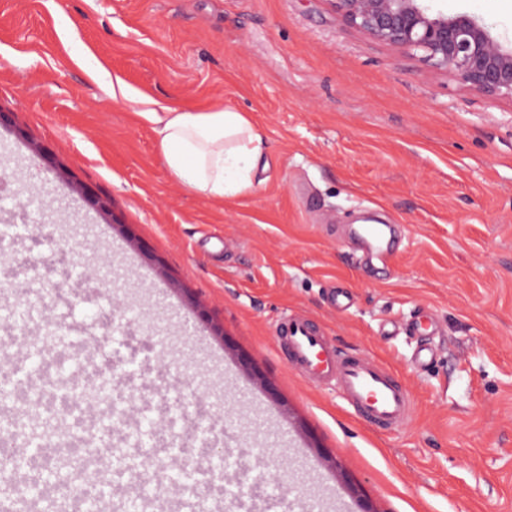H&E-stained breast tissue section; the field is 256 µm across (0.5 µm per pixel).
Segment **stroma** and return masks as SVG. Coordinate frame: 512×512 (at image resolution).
<instances>
[{
	"instance_id": "1",
	"label": "stroma",
	"mask_w": 512,
	"mask_h": 512,
	"mask_svg": "<svg viewBox=\"0 0 512 512\" xmlns=\"http://www.w3.org/2000/svg\"><path fill=\"white\" fill-rule=\"evenodd\" d=\"M512 44V0H435ZM97 62L127 97L109 98ZM181 111L250 115L270 162L253 191L216 203L189 193L163 165L141 99ZM0 210L41 202L0 271L10 301L31 277L43 304H61L71 338L103 335L111 298L129 302L124 335L97 357L132 373L124 399L144 407L137 374L157 389L196 391L239 434L276 459L281 438L249 413L224 374L212 326L275 376L277 404L310 460L328 456L336 488L356 481L378 512H512V98L476 91L345 22L332 0H0ZM39 145L40 176L20 167ZM106 198L101 213L86 195ZM376 209L401 244L370 266L344 226ZM110 262L79 294L63 288L80 264ZM161 284L144 298L128 265ZM354 304L333 310L332 287ZM303 312L336 345L382 360L409 384L411 423L376 432L335 390L304 382L276 354L272 325ZM430 314L436 365L416 370L421 337L379 327ZM179 366L156 361L163 342Z\"/></svg>"
}]
</instances>
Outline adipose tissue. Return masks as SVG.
Returning <instances> with one entry per match:
<instances>
[{
  "label": "adipose tissue",
  "mask_w": 512,
  "mask_h": 512,
  "mask_svg": "<svg viewBox=\"0 0 512 512\" xmlns=\"http://www.w3.org/2000/svg\"><path fill=\"white\" fill-rule=\"evenodd\" d=\"M144 116L156 127L165 166L191 193L214 201L234 197L269 168L263 136L246 113L166 107Z\"/></svg>",
  "instance_id": "obj_1"
}]
</instances>
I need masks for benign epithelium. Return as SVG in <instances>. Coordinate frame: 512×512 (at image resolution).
<instances>
[{
  "mask_svg": "<svg viewBox=\"0 0 512 512\" xmlns=\"http://www.w3.org/2000/svg\"><path fill=\"white\" fill-rule=\"evenodd\" d=\"M349 24L386 44L420 50L436 70L490 95L512 97V47L469 15L449 16L425 0H333Z\"/></svg>",
  "mask_w": 512,
  "mask_h": 512,
  "instance_id": "1",
  "label": "benign epithelium"
}]
</instances>
